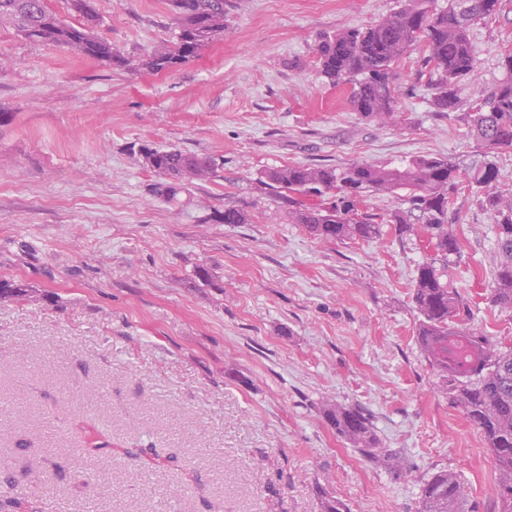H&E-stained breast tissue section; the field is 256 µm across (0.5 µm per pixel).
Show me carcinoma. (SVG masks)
<instances>
[{
	"label": "carcinoma",
	"instance_id": "1",
	"mask_svg": "<svg viewBox=\"0 0 512 512\" xmlns=\"http://www.w3.org/2000/svg\"><path fill=\"white\" fill-rule=\"evenodd\" d=\"M502 0H404L395 12L364 28L321 36L314 55L320 73L331 83L353 84L350 105L365 120L386 121L399 111L396 89L398 63L412 47L422 52L418 76L427 77L431 103L452 116L461 108L458 84L475 76L477 61L468 32L472 25L496 15ZM179 29L170 46L142 57H124L95 33L92 0H67L80 22H62L46 0H0V26L8 24L25 37L76 50L83 55L128 70L161 73L199 57L224 37L229 0H168ZM507 78L464 116L471 122L486 155L512 148V49L502 56ZM136 154L154 173L152 192L174 204H188L190 188L218 177L212 156L177 147L141 144ZM258 182L275 193L288 222L301 224L325 242H375L390 230L395 236L423 232L427 257L418 265L411 295L417 312L416 341L437 376V390L478 430L497 471L494 493L501 512H512V347L470 327L461 314L469 297L448 286V265L462 258L456 232L454 198L474 197L494 221L500 256L487 296L493 306L512 311V196L498 187L493 164L465 169L452 156H414L399 162L374 164H288L269 167ZM386 192L405 197V208L387 216L361 209L363 199ZM215 224H244L246 214L235 207L215 210ZM30 285L0 278V300L23 299ZM322 413L336 435L362 457L390 456L377 436L371 414L360 406L325 404ZM320 512H349L348 504L319 486ZM421 512H466L467 490L455 475L437 471L420 480Z\"/></svg>",
	"mask_w": 512,
	"mask_h": 512
}]
</instances>
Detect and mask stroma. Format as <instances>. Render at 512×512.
Returning a JSON list of instances; mask_svg holds the SVG:
<instances>
[{"mask_svg":"<svg viewBox=\"0 0 512 512\" xmlns=\"http://www.w3.org/2000/svg\"><path fill=\"white\" fill-rule=\"evenodd\" d=\"M98 34L139 56L174 38L167 0H93ZM399 0H236L223 39L173 71L130 72L0 28V278L33 286L0 303V474L21 512H319L317 486L350 512H417L419 480L464 482L469 512H499L480 433L437 390L415 336L411 285L422 234L326 243L289 223L260 172L289 163L471 162L470 124L433 112L398 65L396 121L350 106L312 47L365 27ZM479 97L501 82L512 0L475 24ZM218 158L193 206L155 198L135 143ZM242 208L243 224L204 223ZM461 262L448 282L472 296L468 324L512 341V311L486 298L494 226L460 196ZM213 269L217 285L194 276ZM358 405L408 467L362 457L323 404ZM112 437L84 457L78 420ZM28 447H18V440Z\"/></svg>","mask_w":512,"mask_h":512,"instance_id":"obj_1","label":"stroma"}]
</instances>
